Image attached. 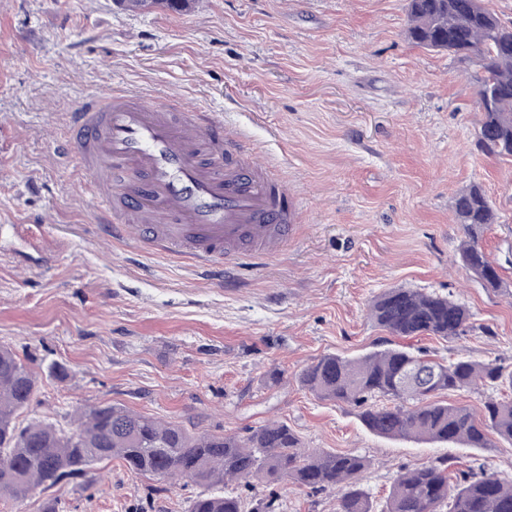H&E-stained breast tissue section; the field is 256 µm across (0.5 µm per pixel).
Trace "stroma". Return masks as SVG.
Wrapping results in <instances>:
<instances>
[{"label": "stroma", "instance_id": "stroma-1", "mask_svg": "<svg viewBox=\"0 0 512 512\" xmlns=\"http://www.w3.org/2000/svg\"><path fill=\"white\" fill-rule=\"evenodd\" d=\"M407 0H190L128 12L114 0H0V345L38 374L19 423H63L103 404L196 433L248 435L276 420L305 447L367 458L384 501L402 470L482 463L512 480V445L384 439L352 407L303 390L325 354L383 337L368 307L389 288L452 295L461 338L432 357L512 365V296L459 265L453 197L480 182L497 213L484 236L512 283V160L475 147L476 60L414 46ZM121 88L210 110L297 197L287 249L219 287L193 266L106 243L76 159L59 156L76 101ZM279 380H271V371ZM256 512H336V495L237 485ZM201 489L97 463L0 512H188Z\"/></svg>", "mask_w": 512, "mask_h": 512}]
</instances>
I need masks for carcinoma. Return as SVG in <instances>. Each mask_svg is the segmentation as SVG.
Returning <instances> with one entry per match:
<instances>
[{
  "label": "carcinoma",
  "instance_id": "obj_1",
  "mask_svg": "<svg viewBox=\"0 0 512 512\" xmlns=\"http://www.w3.org/2000/svg\"><path fill=\"white\" fill-rule=\"evenodd\" d=\"M407 36L430 51L478 58L473 75L480 112L476 146L488 157L512 159V25L482 0H408ZM452 212L463 233L461 267L486 288H504L500 268L483 245L496 214L482 185L473 183L459 192ZM369 315L392 335L390 347L356 358L324 355L298 374L303 389L357 408L365 427L381 438L489 448V435L495 434L512 442L511 368L468 357L439 361L405 342L421 335L446 340L464 335L473 328L465 304L391 288L373 300ZM36 383L34 371L0 346V497L20 498L117 458L135 474L205 486L208 492L192 501L190 512H246L243 496L227 487L253 480L334 490L337 512H512V481L482 465L453 474L446 460L400 472L379 509L362 485L367 460L307 450L292 428L277 421L245 438L194 435L176 423L100 405L67 426L32 422L21 427L18 413L29 404ZM479 384L503 397H488L478 411L439 399Z\"/></svg>",
  "mask_w": 512,
  "mask_h": 512
}]
</instances>
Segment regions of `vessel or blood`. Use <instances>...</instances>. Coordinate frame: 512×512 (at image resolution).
<instances>
[{
	"label": "vessel or blood",
	"mask_w": 512,
	"mask_h": 512,
	"mask_svg": "<svg viewBox=\"0 0 512 512\" xmlns=\"http://www.w3.org/2000/svg\"><path fill=\"white\" fill-rule=\"evenodd\" d=\"M67 122L66 148L89 176L103 240L193 258L219 283L240 244L264 256L287 247L296 218L287 182L268 177L214 113L120 90L83 99Z\"/></svg>",
	"instance_id": "obj_1"
}]
</instances>
